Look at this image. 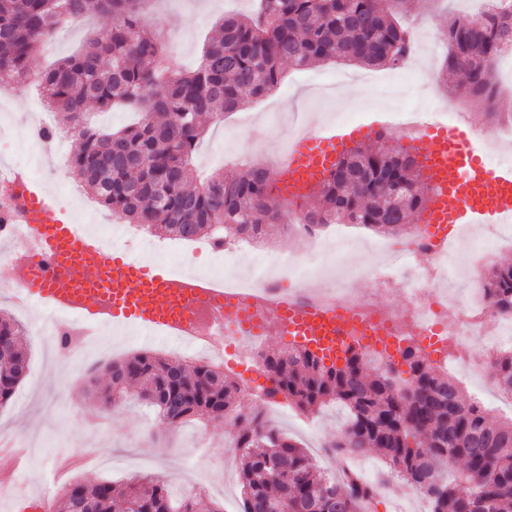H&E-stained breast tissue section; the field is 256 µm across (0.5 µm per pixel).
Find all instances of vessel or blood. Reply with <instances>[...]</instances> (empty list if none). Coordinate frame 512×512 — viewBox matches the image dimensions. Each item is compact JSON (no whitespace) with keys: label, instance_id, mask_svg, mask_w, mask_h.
<instances>
[{"label":"vessel or blood","instance_id":"b4317fda","mask_svg":"<svg viewBox=\"0 0 512 512\" xmlns=\"http://www.w3.org/2000/svg\"><path fill=\"white\" fill-rule=\"evenodd\" d=\"M372 126L332 125L299 135L278 162L272 182L277 197L292 206L322 182L352 144L370 140ZM421 162L433 192L419 216L420 240L439 246L464 224L512 221V161H491L470 146L465 123L442 124L419 131ZM19 213L0 212V222L28 225L44 256L42 267L23 275L22 285L43 305L106 319L113 327L137 328L148 336L173 338L189 332L188 312L213 309L246 336L270 331L289 344L307 348L326 360H341L336 338L348 318L346 310L291 293L266 301L259 293L243 298L200 278H177L149 260H130L103 250L90 237L72 231L69 215L52 194L20 167L10 172Z\"/></svg>","mask_w":512,"mask_h":512}]
</instances>
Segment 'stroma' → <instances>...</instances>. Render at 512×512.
<instances>
[{
  "label": "stroma",
  "mask_w": 512,
  "mask_h": 512,
  "mask_svg": "<svg viewBox=\"0 0 512 512\" xmlns=\"http://www.w3.org/2000/svg\"><path fill=\"white\" fill-rule=\"evenodd\" d=\"M213 2V9L205 11L200 9L199 0H150L147 19L163 39L172 69L180 71L196 65L205 42L215 34L225 12L247 13L252 8V0ZM480 6L481 0H406L403 22L414 43L423 47L435 42L440 53L433 57L420 54L418 62L410 65L407 73L411 91L400 99L391 97L386 90L390 70L384 66L326 61L301 69L285 67L283 80L270 94L258 103L225 114L223 122L210 126L192 162L194 173L203 177L220 170L229 177L255 161L273 167L286 141L305 130L304 118L310 113L321 114L327 123L373 125L390 147L414 155L420 150L419 141L413 140L407 131L391 128L388 115L403 106L415 110L425 107L430 97L454 105L459 116L468 120L473 136H480L494 126L495 116L447 87L443 80L422 78L423 71L442 67L443 53L448 49L449 18L477 11ZM109 24L108 18L100 16L71 23L58 34L55 46L45 47L35 57L34 70H42L76 52L89 33L105 30ZM70 153L66 146L58 161H34L29 159L26 146L19 142L11 159L26 167L31 177L51 190L62 204L69 185L75 181L68 167ZM343 231L337 266L325 271L324 280H335L336 269L344 265L346 255L360 251L358 272L349 281L352 293L375 296L377 305L394 306L401 319H408L411 307L406 299L405 281L398 276L378 280L374 270L383 246L405 244L409 235L384 234L356 224L344 225ZM477 244V238L472 236L457 242L458 272L448 282L445 324H454L461 307L478 304L483 298L481 277L470 275L467 270ZM308 252L307 237L290 228L268 242L244 245L235 269L248 275L261 260L300 263ZM0 310L24 324L30 348V372L12 402L0 408V439L20 441L30 434L39 438L37 447L27 452L15 481L0 484V512H26L30 502L42 496L49 497L50 508H57L61 494L50 484L54 460L90 455L101 444L111 448V464L74 469L71 478L124 482L134 474L151 473L166 479L177 490L203 487L207 498L221 504L225 512H238L240 454L233 443L235 426L231 420L173 427L136 401L118 402L106 408L90 394L92 380L101 378L112 361L148 352L191 364L196 360L194 353L179 348L169 338L145 337L132 331L117 335L108 330L101 341L109 345V353L94 349L89 353L87 366L69 363L64 370H57L50 357L52 339L46 333L48 311L15 292L11 268L2 262ZM457 356L464 365L454 375L462 383L466 400L478 403L498 419L512 417V398L484 388L485 380L494 376L492 368H485L480 375L470 374L466 368L467 362L481 358L480 348L458 351ZM265 416L301 443L321 471H329V459L319 455L316 446L328 443L340 431L344 423L340 406L329 405L319 412L304 414L282 400L266 408ZM359 462L371 478L382 482L376 512H402L409 506L414 512H428L427 500L421 497L409 501L408 485L387 473L376 453H360Z\"/></svg>",
  "instance_id": "stroma-1"
}]
</instances>
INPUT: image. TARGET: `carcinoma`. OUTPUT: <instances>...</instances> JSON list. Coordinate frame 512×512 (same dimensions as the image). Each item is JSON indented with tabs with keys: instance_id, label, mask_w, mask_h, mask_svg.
<instances>
[{
	"instance_id": "carcinoma-1",
	"label": "carcinoma",
	"mask_w": 512,
	"mask_h": 512,
	"mask_svg": "<svg viewBox=\"0 0 512 512\" xmlns=\"http://www.w3.org/2000/svg\"><path fill=\"white\" fill-rule=\"evenodd\" d=\"M144 0H0V86L36 78L51 107L66 115L75 142L69 158L75 178L98 202L148 232L218 245L254 243L280 227L283 206L266 169L247 165L233 178L216 173L193 183V155L203 139L204 116L220 120L265 96L281 81L283 66L306 67L338 59L396 68L413 53L396 19L402 0H261L250 16L227 15L198 66L171 71L162 42L149 28ZM107 15L112 25L92 33L84 48L53 67L30 63L62 23ZM512 50V10L487 11L448 21L444 71L461 77L462 93L496 112L497 58ZM122 105L139 121L102 132L87 121L94 108ZM367 182L347 188V174L332 172L319 186L302 223L358 224L397 234L409 228L427 194L411 158L385 142L358 148ZM496 313L512 316V263L483 275ZM26 330L0 315V407L8 405L29 365ZM281 396L309 412L337 403L345 422L328 447L373 450L391 473L431 503L430 512H512V420L496 421L465 401L457 382L431 366L417 347L403 353L412 378L398 386L388 364L374 366L362 351L346 350L343 365H328L298 346L260 354ZM500 391L512 396V351L491 356ZM103 404L129 397L176 427L191 419L245 422L234 437L243 460L242 512H371L377 487L322 472L291 438L263 420L259 406L241 405L239 383L220 367L137 353L106 368ZM59 512H223L196 487L173 492L168 481L137 475L121 485L72 484Z\"/></svg>"
}]
</instances>
